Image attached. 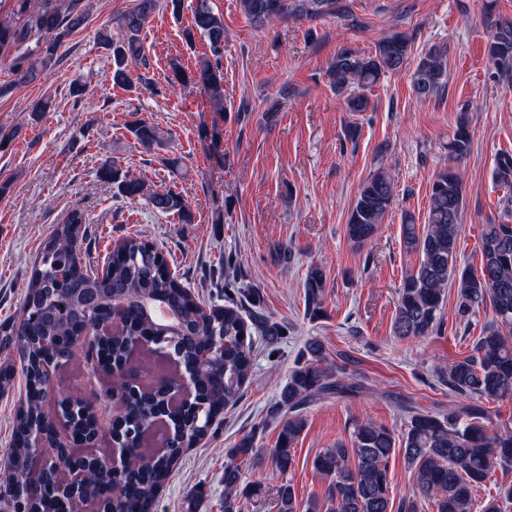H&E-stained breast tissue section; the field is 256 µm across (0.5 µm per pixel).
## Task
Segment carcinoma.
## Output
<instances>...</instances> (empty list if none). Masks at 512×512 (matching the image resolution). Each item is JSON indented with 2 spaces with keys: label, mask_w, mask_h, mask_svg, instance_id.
I'll use <instances>...</instances> for the list:
<instances>
[{
  "label": "carcinoma",
  "mask_w": 512,
  "mask_h": 512,
  "mask_svg": "<svg viewBox=\"0 0 512 512\" xmlns=\"http://www.w3.org/2000/svg\"><path fill=\"white\" fill-rule=\"evenodd\" d=\"M82 0H69L61 10L57 0H22V22H0V58L11 63L19 83H30L57 63L62 38L82 27L86 14ZM251 26L266 29L277 21L317 20L339 11L338 0H239ZM182 0H135V5L116 19V31L104 29L99 43L112 54V85H133L129 64L144 60L141 33L150 18L163 9L180 13ZM205 38L209 54L197 61L193 73L186 74L174 63V81L190 82L203 91L218 109L224 108V18L210 0H197L193 27L185 30L191 43L195 35ZM411 49V39L395 33L381 40L371 54L342 48L332 58L326 76L336 94L344 96L351 112H365L370 102L366 91L381 79L403 69ZM488 55L504 80L512 83V23H500L488 46ZM448 83L446 51L433 47L419 59L412 73L415 96L435 97ZM129 132L142 146L162 142L161 131L142 120L130 124ZM468 121L457 123L448 150L456 157L468 153ZM495 175L512 185V154L496 160ZM99 178L112 183L118 194L130 201L144 198L162 214H177L191 220L188 202L171 190L146 191L145 184L115 163H105ZM395 196L388 172L377 169L358 189L351 210L347 235L356 246L367 243L392 208ZM461 173L452 168L439 170L428 196L427 225L419 233L412 217H405L401 238L405 250L417 252L420 261L405 277L393 322L394 335L420 339L430 335L448 286L456 289L458 314L465 318L491 304L493 318L475 341L473 354L452 363L447 371L448 389L462 402L448 413L420 411L406 403L409 423L401 438L371 419L352 425L351 444L338 442L315 456L312 466L324 481L325 502L297 501L286 474L295 463L294 445L307 426L305 410L315 400L330 395H355L365 389L362 381L349 376L346 367L331 372L321 366L322 346L312 340L306 356L290 370L279 393L272 418L279 420L275 448L271 456L281 476L275 486L278 512H392L395 495L388 476V461L396 450L411 470L417 492L433 504L434 512H474V490L487 481L497 467L512 465V427L490 416L468 400L483 398L512 400V196L506 198L507 221L485 224L481 231L480 272L457 267V241L465 211ZM89 217L84 210H70L45 241L26 290L22 312L33 310L35 297L46 295V313L28 320L18 317L0 323V393L14 387L15 369L11 354L22 363L25 393L13 418L7 461L3 508L23 507L24 512H44L47 497L66 481L63 461L53 453L32 466L35 451L31 434L51 424L54 415L45 408L46 394L54 388L56 372L44 368L47 358L64 366L74 361L75 351L67 341L77 327L96 330L107 317L102 305L95 313L79 304L86 294L98 296L122 307V334L101 340L99 357L116 370L130 363L132 347L143 345L138 364L150 370V361L165 357L177 371L192 376L191 406L176 416L169 412L168 388L160 384L150 392L127 390L117 397L118 410L112 419V442L128 449L130 455L149 452L150 441L140 425L162 416L168 422V447L153 461L128 469L117 478L99 465L95 456L71 448L68 454L88 461L90 474L85 493L97 484L112 481V512H155L160 489L169 480L184 450L205 438L224 410L240 399L252 363V336L257 334L271 345L285 330L261 310L260 297L250 293L245 302L206 307L187 286L171 275L164 253L152 243L129 236L112 252L108 272L101 276L82 266L76 252L78 239L87 235ZM308 308L318 312L325 299L326 280L322 268L307 271L304 281ZM255 436H244L227 455L235 463L224 466V512H242L244 500L260 491L257 483L242 480V466L256 457ZM512 503V484L498 487L497 496L481 507V512H501V503Z\"/></svg>",
  "instance_id": "obj_1"
}]
</instances>
